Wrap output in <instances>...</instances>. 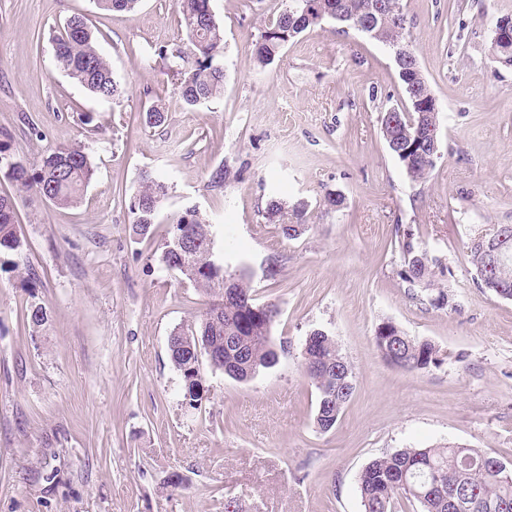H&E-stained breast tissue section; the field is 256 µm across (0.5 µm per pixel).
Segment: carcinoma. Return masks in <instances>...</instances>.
Instances as JSON below:
<instances>
[{
  "label": "carcinoma",
  "instance_id": "carcinoma-1",
  "mask_svg": "<svg viewBox=\"0 0 512 512\" xmlns=\"http://www.w3.org/2000/svg\"><path fill=\"white\" fill-rule=\"evenodd\" d=\"M288 0L278 18L261 30L253 44L256 62L270 65L283 48L304 32L320 25L330 14L339 31L352 29L353 15L364 18L369 38L387 46L393 54L406 100L400 107L381 115V132L390 151L402 165L409 180L426 181L434 167L431 147L421 142L432 125H440L439 113L431 107L432 94L417 57L407 40L410 20L400 0ZM99 9L135 10L138 0H94ZM188 43L159 50L168 69L179 81L183 104L196 107L210 103L224 91V29L212 10L211 0H178ZM95 35L84 17L69 19L52 38L56 66L102 101L116 100L125 86L96 49ZM0 172L17 191L35 190L56 206L76 204L94 175L90 153L81 145L58 146L37 164H30L11 152L10 136L0 135ZM168 182L143 171L139 187L130 203L134 215L133 232L140 237L152 234L153 225L169 198ZM267 215L278 222L286 238L297 236L296 227L307 223L308 204H292L274 197L267 203ZM14 199L0 196V253H20L23 241L17 231ZM169 231L159 245V262L179 272L208 296L201 318L174 328L168 337V355L179 376L181 405L196 408L211 395L203 372L196 366L197 348H209L210 369L238 381L251 379L260 369L276 363L279 347L272 336L278 309L258 304L252 295L250 276L245 269L230 272L224 254L215 249L212 224L198 207L173 211L167 216ZM396 242L403 258L399 277L415 289L426 285L429 301L436 307L449 305L448 292L434 287V277L448 270L442 258L421 246L410 229L396 228ZM511 252L506 265L488 267L483 246L470 238L471 263L478 287H489L496 296L512 300V236L505 241ZM21 286L32 301L27 321L38 329L48 322L46 306L38 298L41 282L31 270L14 265ZM375 347L389 364L406 371L425 370L441 363L440 349L428 341L407 336L394 323L378 326ZM304 371L318 391L315 416L317 427L327 432L338 422L355 385L350 364L336 341L327 334L311 331L304 352ZM499 457L477 448L446 443L425 448L406 447L372 460L358 480L364 512H396V504L406 501L420 512H448V490L474 493L489 505L487 512H512V464L502 466Z\"/></svg>",
  "mask_w": 512,
  "mask_h": 512
}]
</instances>
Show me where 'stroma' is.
<instances>
[{"label":"stroma","mask_w":512,"mask_h":512,"mask_svg":"<svg viewBox=\"0 0 512 512\" xmlns=\"http://www.w3.org/2000/svg\"><path fill=\"white\" fill-rule=\"evenodd\" d=\"M224 28V94L189 108L156 57L185 42L177 0L132 12L93 0H0V131L38 162L59 145L88 146L95 175L80 202L58 207L17 192L19 262L41 280L49 323L27 322L31 298L0 270V512H363L358 477L396 448L455 443L512 461V300L477 287L474 230L512 224V68L489 48L512 0H402L410 40L441 112L439 156L411 183L379 117L403 102L388 48L330 22L259 67L252 53L285 0H211ZM82 15L127 87L92 97L54 63L51 38ZM162 126L145 123L154 104ZM94 116L93 126L80 121ZM222 189L207 186L218 166ZM166 178L167 209L198 206L228 269L246 267L257 303L276 304L287 352L246 383L205 371L211 397L178 402L167 354L177 326L208 297L158 262L167 227L132 232L142 171ZM344 204L331 209L327 193ZM310 203L285 238L270 197ZM444 260L452 305L411 298L398 272L396 226ZM395 323L435 344L443 364L406 372L373 336ZM335 337L355 390L335 428L314 418L317 391L302 368L311 330Z\"/></svg>","instance_id":"35a3bbf8"}]
</instances>
